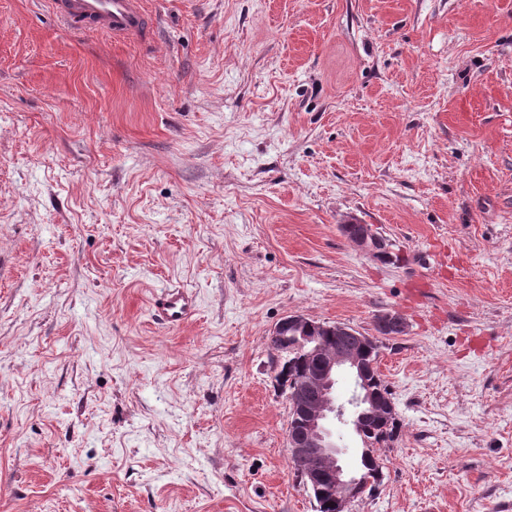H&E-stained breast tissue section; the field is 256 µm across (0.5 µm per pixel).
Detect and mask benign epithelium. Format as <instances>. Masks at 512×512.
<instances>
[{"mask_svg":"<svg viewBox=\"0 0 512 512\" xmlns=\"http://www.w3.org/2000/svg\"><path fill=\"white\" fill-rule=\"evenodd\" d=\"M347 236L366 255L385 259L392 251V243L368 224H357L351 219L340 225ZM329 329L337 336H357L363 342L380 344L383 340L401 336L407 331L404 319L395 311L376 315L374 333L365 335L354 327L336 323L326 325L303 314H291L276 324L271 338H280L287 330L302 331L313 347L316 359L313 373L293 383L287 397L292 412L301 419L298 430L287 435V459L293 471L311 491H325L336 504L337 512H346L352 499L359 497L371 482L370 474L358 468L350 471L340 463L341 449L336 444L330 424L337 421L361 431V421L395 412L392 402L377 399L367 385V371L361 350L353 347L328 348L319 342V334ZM345 370L353 378L354 389L347 404L336 403L334 386L336 375Z\"/></svg>","mask_w":512,"mask_h":512,"instance_id":"obj_1","label":"benign epithelium"}]
</instances>
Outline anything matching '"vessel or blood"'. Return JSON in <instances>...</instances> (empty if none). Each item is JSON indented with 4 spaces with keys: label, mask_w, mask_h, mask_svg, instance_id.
Returning <instances> with one entry per match:
<instances>
[{
    "label": "vessel or blood",
    "mask_w": 512,
    "mask_h": 512,
    "mask_svg": "<svg viewBox=\"0 0 512 512\" xmlns=\"http://www.w3.org/2000/svg\"><path fill=\"white\" fill-rule=\"evenodd\" d=\"M61 21L76 30L93 29L116 38L146 32L147 17L141 0H53ZM195 300L181 289H166L153 299L155 315L171 325L183 322L194 310Z\"/></svg>",
    "instance_id": "obj_1"
}]
</instances>
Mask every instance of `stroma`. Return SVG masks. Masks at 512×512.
<instances>
[{
  "label": "stroma",
  "mask_w": 512,
  "mask_h": 512,
  "mask_svg": "<svg viewBox=\"0 0 512 512\" xmlns=\"http://www.w3.org/2000/svg\"><path fill=\"white\" fill-rule=\"evenodd\" d=\"M142 6L0 0V512H316L270 331L384 310L399 436L348 512H512V0ZM140 0H54L56 14L68 27L94 29L112 38L139 36L148 21ZM351 219L348 224H341L340 228L356 246L366 255L377 259H386L392 249V243L368 224H354ZM359 229V230H357ZM155 316L171 325L183 322L194 310L193 296L183 289H164L153 299Z\"/></svg>",
  "instance_id": "1"
}]
</instances>
